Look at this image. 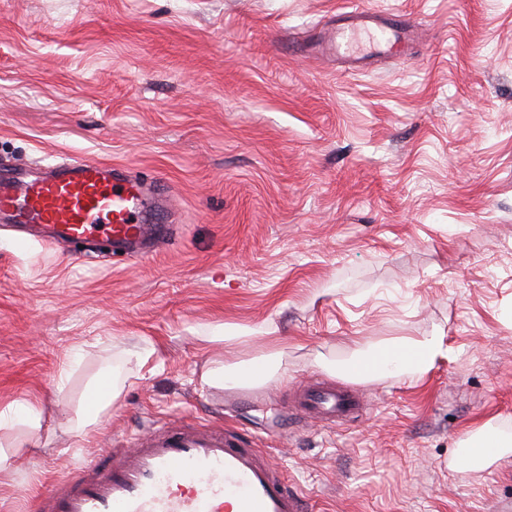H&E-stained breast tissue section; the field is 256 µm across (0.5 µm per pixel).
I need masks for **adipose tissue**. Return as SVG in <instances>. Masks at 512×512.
Here are the masks:
<instances>
[{
  "label": "adipose tissue",
  "mask_w": 512,
  "mask_h": 512,
  "mask_svg": "<svg viewBox=\"0 0 512 512\" xmlns=\"http://www.w3.org/2000/svg\"><path fill=\"white\" fill-rule=\"evenodd\" d=\"M447 354L441 337L427 336L359 354L350 364L349 370L353 375L364 378L422 374L430 370L438 358ZM275 371V361L263 359L248 366L233 364L207 371L203 380L210 385L243 387L264 382ZM510 453L512 436L488 424L465 440L460 460L471 471L480 472Z\"/></svg>",
  "instance_id": "ef3b65f1"
}]
</instances>
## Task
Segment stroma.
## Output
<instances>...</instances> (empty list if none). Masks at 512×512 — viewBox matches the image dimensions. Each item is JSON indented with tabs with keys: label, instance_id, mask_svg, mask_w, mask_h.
Segmentation results:
<instances>
[{
	"label": "stroma",
	"instance_id": "1",
	"mask_svg": "<svg viewBox=\"0 0 512 512\" xmlns=\"http://www.w3.org/2000/svg\"><path fill=\"white\" fill-rule=\"evenodd\" d=\"M359 8L404 16L408 53L314 52ZM71 158L164 184L175 237L121 260L0 227V410L43 407L0 429V512L173 424L234 427L312 512H512V457L452 463L512 434V0H0V169ZM427 336L448 355L424 374L341 372ZM270 353L248 400L202 380ZM313 384L366 413L309 419ZM89 398L91 402L84 407L77 420L78 428H86L96 424L100 414L112 403L115 398L114 379L112 384V368L106 367L99 374L90 387ZM41 410L32 404H16L0 410V429L24 422L32 426H39ZM460 461L471 471L480 472L512 452L511 435L488 424L464 441Z\"/></svg>",
	"mask_w": 512,
	"mask_h": 512
}]
</instances>
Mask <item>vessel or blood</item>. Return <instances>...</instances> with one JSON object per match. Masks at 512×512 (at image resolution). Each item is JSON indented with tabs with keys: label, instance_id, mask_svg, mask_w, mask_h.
Here are the masks:
<instances>
[{
	"label": "vessel or blood",
	"instance_id": "1",
	"mask_svg": "<svg viewBox=\"0 0 512 512\" xmlns=\"http://www.w3.org/2000/svg\"><path fill=\"white\" fill-rule=\"evenodd\" d=\"M352 26L375 43L407 44L409 24L363 9ZM155 196L124 168L76 158L37 179L0 176V213L15 224H39L52 242L138 254L140 243L159 238L149 225ZM354 394L320 387L302 393L304 413L327 422L354 414ZM309 512L310 502L240 437L180 425L136 438L57 479L40 497L39 512Z\"/></svg>",
	"mask_w": 512,
	"mask_h": 512
}]
</instances>
